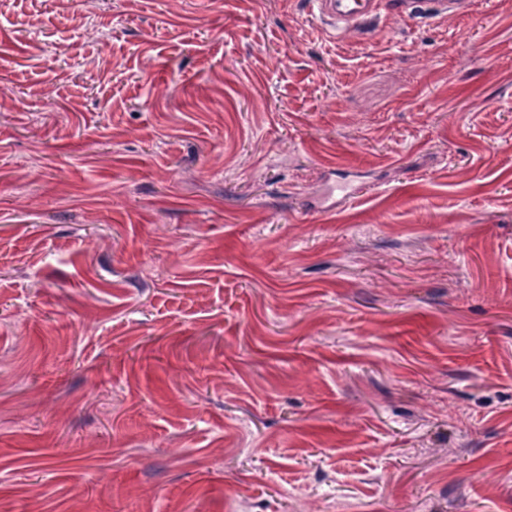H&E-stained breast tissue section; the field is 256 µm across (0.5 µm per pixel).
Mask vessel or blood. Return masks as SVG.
I'll return each instance as SVG.
<instances>
[{"instance_id": "b4317fda", "label": "vessel or blood", "mask_w": 512, "mask_h": 512, "mask_svg": "<svg viewBox=\"0 0 512 512\" xmlns=\"http://www.w3.org/2000/svg\"><path fill=\"white\" fill-rule=\"evenodd\" d=\"M309 5L329 33L359 28L373 18L393 14L412 18L423 13H459L470 0H309Z\"/></svg>"}]
</instances>
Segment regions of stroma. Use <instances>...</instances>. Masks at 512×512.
Here are the masks:
<instances>
[{"instance_id": "obj_1", "label": "stroma", "mask_w": 512, "mask_h": 512, "mask_svg": "<svg viewBox=\"0 0 512 512\" xmlns=\"http://www.w3.org/2000/svg\"><path fill=\"white\" fill-rule=\"evenodd\" d=\"M0 512H512V0H0ZM313 13L331 34L360 28L373 18L392 14L413 18L419 14L459 13L469 9L468 0H309Z\"/></svg>"}]
</instances>
